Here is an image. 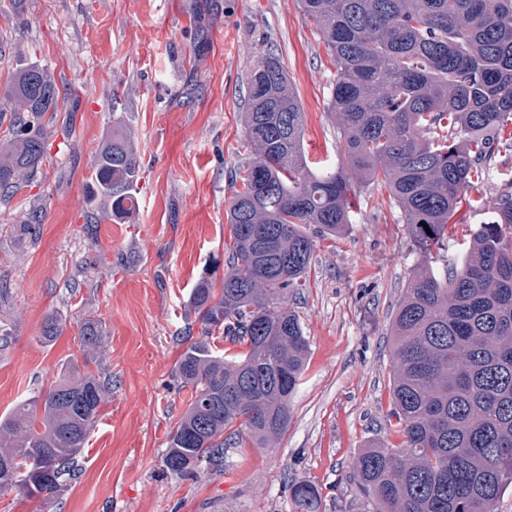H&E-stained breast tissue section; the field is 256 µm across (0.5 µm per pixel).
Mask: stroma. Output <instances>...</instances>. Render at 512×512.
Wrapping results in <instances>:
<instances>
[{"mask_svg":"<svg viewBox=\"0 0 512 512\" xmlns=\"http://www.w3.org/2000/svg\"><path fill=\"white\" fill-rule=\"evenodd\" d=\"M0 86L38 61L62 92L35 186L0 203V415L47 389L94 320L90 370L108 382L77 480L43 501L0 490V512H293L286 487L309 480L325 512H373L352 478L390 427L391 318L420 263L386 189L355 183L353 222L317 239L291 302L309 342L291 419L269 448L230 449L220 472L162 467L194 392L176 365L202 336L188 308L197 280L227 256L235 170L250 152L247 76L274 52L298 92L310 159L339 165L327 107L336 71L296 0H0ZM123 107L113 110V98ZM121 122L141 163L130 222L88 223L87 183ZM45 218L35 237L19 227ZM63 331L39 339L47 315Z\"/></svg>","mask_w":512,"mask_h":512,"instance_id":"stroma-1","label":"stroma"}]
</instances>
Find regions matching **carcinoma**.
<instances>
[{"instance_id":"carcinoma-1","label":"carcinoma","mask_w":512,"mask_h":512,"mask_svg":"<svg viewBox=\"0 0 512 512\" xmlns=\"http://www.w3.org/2000/svg\"><path fill=\"white\" fill-rule=\"evenodd\" d=\"M336 70L327 109L344 159L316 169L304 112L280 59L262 54L247 79L251 158L227 211L232 246L221 287L201 277L188 300L204 334L224 329L238 354L207 339L176 368L195 397L170 434L164 470L220 471L231 448H267L286 431L308 357L290 308L316 248L352 220V178L387 189L422 257L398 302L390 398L401 443L362 452L353 475L376 512H497L512 486V179L495 188L488 220L467 228L458 261L431 263L455 239L468 191L501 150L512 151V0H299ZM10 139L0 151V200L31 186L46 153L60 89L32 62L13 71ZM140 163L120 122L103 141L89 201L100 217L136 211ZM61 320L47 316L40 339ZM80 329L79 351L97 345ZM107 386L77 359L49 388L0 417V490L50 499L75 478ZM295 512H323L316 484H288Z\"/></svg>"}]
</instances>
